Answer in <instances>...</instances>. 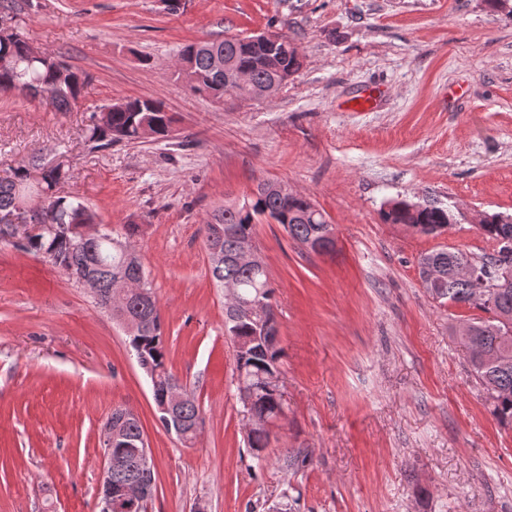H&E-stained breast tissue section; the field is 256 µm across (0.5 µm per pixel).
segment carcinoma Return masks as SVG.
<instances>
[{"mask_svg": "<svg viewBox=\"0 0 512 512\" xmlns=\"http://www.w3.org/2000/svg\"><path fill=\"white\" fill-rule=\"evenodd\" d=\"M220 56L231 66L247 72L256 83H264L282 75L293 76L301 68L290 40L277 46L265 44L259 36L230 37L224 40L191 42L185 45L179 59L191 65L195 84L190 91L207 94L217 100L227 93L228 78L224 70L214 66ZM54 62L30 55L29 44L22 32L9 40H0V91H8L16 83L30 88V93L49 94V100L60 110L76 104L87 76L74 70L63 59L53 56ZM173 117L161 103L149 99L127 98L125 108L112 112L111 122L99 125L91 121L85 131L86 141L106 149L122 142L143 139L142 129L148 128L154 140L166 139L172 132ZM35 177L36 191L47 195V206L30 215L31 223L44 224L43 232L20 238L17 247L41 256L64 271L70 278L94 280V298L103 309L112 313L120 322L137 325L129 337V344L137 360L152 370H160L159 384H180L179 379L166 365L162 321L158 301L150 283L145 281V270L137 254L132 237L138 225L126 227V237L119 239L102 234L92 240L83 238L81 229L97 223L96 214L82 201L56 195V187L63 175L58 167H45L32 163L31 167L16 171L0 179V214L19 209V189ZM460 213L450 207L432 204H415L406 200L386 203L382 219L386 224H402L418 233L439 235L458 223ZM288 227V235L300 247L320 237L328 223L325 214L305 195L282 197L279 193L257 185L250 199L241 206H224L214 210L210 219L201 225L200 234L207 255L217 249L224 255L221 262L210 263V272L217 286L224 281L236 284V298L240 302L259 298L265 302L262 315L244 317L226 326V331L236 349L235 370L243 378L238 387L244 409L253 416L273 418L282 413L280 385L276 380L282 375L283 348L278 342V321L272 304L270 286L264 263L253 267L239 266L230 260L239 238L254 235L255 224L260 219ZM480 234L496 245L495 253L476 265L485 270L494 287L488 289L484 301L473 298L468 281L453 274V268L462 261L473 260L468 254L451 248L424 254L419 259V274L425 267H433L442 279L433 299L450 306H468L487 314L473 319V336L469 337L474 349L468 356L472 372L487 390L492 404V414L498 423L512 428V216L503 213H481L477 225ZM121 267L126 276L143 283V291L127 297L118 307L112 305L117 283L110 269ZM124 410L115 408L110 419L120 424V431L127 448L124 452L129 462L112 473L117 481L136 477L139 461L134 447L143 435L139 420H121ZM180 414L188 427L202 421L200 407L191 396L180 405ZM248 447L254 458H261L268 445L269 431L257 428L247 436Z\"/></svg>", "mask_w": 512, "mask_h": 512, "instance_id": "cac0c4a2", "label": "carcinoma"}]
</instances>
